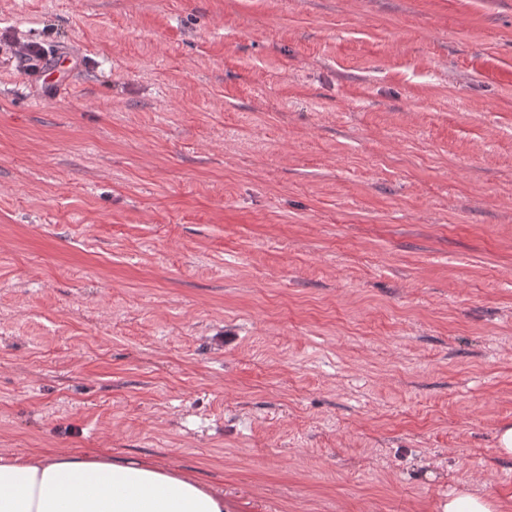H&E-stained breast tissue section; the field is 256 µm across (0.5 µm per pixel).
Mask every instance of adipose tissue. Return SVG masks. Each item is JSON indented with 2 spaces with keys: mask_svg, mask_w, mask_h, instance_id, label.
<instances>
[{
  "mask_svg": "<svg viewBox=\"0 0 512 512\" xmlns=\"http://www.w3.org/2000/svg\"><path fill=\"white\" fill-rule=\"evenodd\" d=\"M0 512H224L194 478L106 454L0 456Z\"/></svg>",
  "mask_w": 512,
  "mask_h": 512,
  "instance_id": "obj_1",
  "label": "adipose tissue"
}]
</instances>
